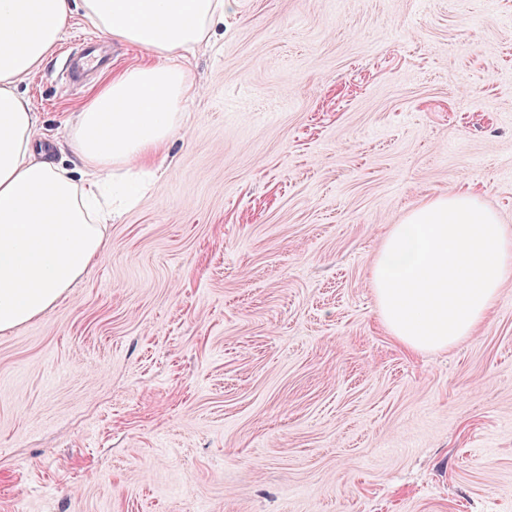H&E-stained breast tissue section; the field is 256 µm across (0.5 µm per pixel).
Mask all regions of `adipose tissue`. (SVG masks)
<instances>
[{"mask_svg":"<svg viewBox=\"0 0 512 512\" xmlns=\"http://www.w3.org/2000/svg\"><path fill=\"white\" fill-rule=\"evenodd\" d=\"M225 0H0V332L45 314L103 257L98 193L150 166L189 92L177 59L224 22ZM81 15L98 34L157 54L113 77L70 124L82 165L40 159V117L18 90Z\"/></svg>","mask_w":512,"mask_h":512,"instance_id":"ef3b65f1","label":"adipose tissue"}]
</instances>
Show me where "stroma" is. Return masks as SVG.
<instances>
[{
    "label": "stroma",
    "instance_id": "35a3bbf8",
    "mask_svg": "<svg viewBox=\"0 0 512 512\" xmlns=\"http://www.w3.org/2000/svg\"><path fill=\"white\" fill-rule=\"evenodd\" d=\"M109 60L80 85L84 43ZM154 53L74 16L19 84L52 162ZM149 190L46 316L0 334V512H512V272L413 353L370 269L469 191L512 236V0H229Z\"/></svg>",
    "mask_w": 512,
    "mask_h": 512
}]
</instances>
